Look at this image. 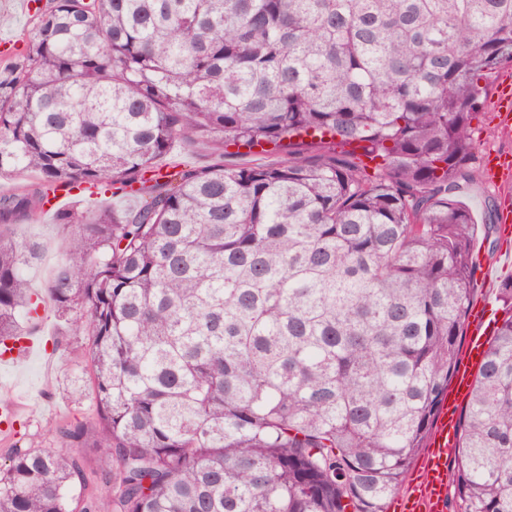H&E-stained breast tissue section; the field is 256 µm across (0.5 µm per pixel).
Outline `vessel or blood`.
Wrapping results in <instances>:
<instances>
[{"label": "vessel or blood", "instance_id": "vessel-or-blood-1", "mask_svg": "<svg viewBox=\"0 0 512 512\" xmlns=\"http://www.w3.org/2000/svg\"><path fill=\"white\" fill-rule=\"evenodd\" d=\"M485 171L489 181L504 186L512 184V158L500 154L488 155ZM470 336L463 351L451 386L435 416L430 433V447L424 455L419 477L408 495L398 497L394 512H446L448 505V452L457 441L459 410L467 400L472 380L489 349V324L480 313H472ZM43 339L22 336L0 345V369L17 368L42 354Z\"/></svg>", "mask_w": 512, "mask_h": 512}]
</instances>
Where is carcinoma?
I'll return each mask as SVG.
<instances>
[{"instance_id":"obj_1","label":"carcinoma","mask_w":512,"mask_h":512,"mask_svg":"<svg viewBox=\"0 0 512 512\" xmlns=\"http://www.w3.org/2000/svg\"><path fill=\"white\" fill-rule=\"evenodd\" d=\"M512 0H53L0 73V226L64 186L45 296L91 336L94 431L9 449L0 512H385L462 355L471 126ZM286 157L165 162L178 140ZM39 242L0 235V342L41 317ZM448 473L512 512V278ZM80 448L101 452L88 493ZM116 477H111L112 469ZM116 201L112 200V196L110 193H107L105 196L97 197L96 199H88L84 197H74L68 199L63 209L65 210H77L79 212H87L90 210H97L100 208H112V205L115 204Z\"/></svg>"}]
</instances>
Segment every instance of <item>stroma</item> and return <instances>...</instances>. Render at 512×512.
<instances>
[{
  "instance_id": "stroma-1",
  "label": "stroma",
  "mask_w": 512,
  "mask_h": 512,
  "mask_svg": "<svg viewBox=\"0 0 512 512\" xmlns=\"http://www.w3.org/2000/svg\"><path fill=\"white\" fill-rule=\"evenodd\" d=\"M50 0H0V70L13 62L33 30L29 7L47 8ZM496 95H489L485 109L474 120L478 149L470 167L472 181L463 195L479 227L474 252L485 269V278L477 286V298L486 299L496 318H503L504 306L497 286L512 276V248H507L496 227L504 199H512V188L488 183L483 172V158L489 153L512 156V130L500 127L496 120ZM170 161L206 166L224 162L231 167L247 161L261 162V153L245 154L236 146L217 140L201 147L186 138L176 144ZM73 225L58 223L54 212H46L20 227L0 229L7 238L24 236L43 243L38 261L26 271L33 288L43 289L57 263L64 257ZM42 335L54 337L58 346L48 360L30 361L17 371L0 373V398L16 401L18 413L12 431L0 433V456L14 443L27 448L62 447L58 429L67 423L94 427L98 421L88 385L87 336L71 331L59 318L54 305H47Z\"/></svg>"
}]
</instances>
